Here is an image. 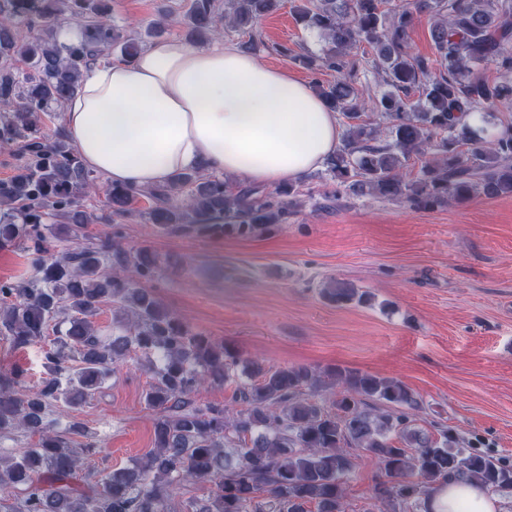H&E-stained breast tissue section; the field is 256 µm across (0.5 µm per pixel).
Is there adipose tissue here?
<instances>
[{"instance_id": "obj_1", "label": "adipose tissue", "mask_w": 512, "mask_h": 512, "mask_svg": "<svg viewBox=\"0 0 512 512\" xmlns=\"http://www.w3.org/2000/svg\"><path fill=\"white\" fill-rule=\"evenodd\" d=\"M64 132L108 184L153 189L205 169L250 182H295L335 152L336 114L306 81L233 47L155 42L133 60L100 57L65 102ZM494 492L463 479L428 512H499Z\"/></svg>"}]
</instances>
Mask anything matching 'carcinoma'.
I'll list each match as a JSON object with an SVG mask.
<instances>
[{
  "instance_id": "1",
  "label": "carcinoma",
  "mask_w": 512,
  "mask_h": 512,
  "mask_svg": "<svg viewBox=\"0 0 512 512\" xmlns=\"http://www.w3.org/2000/svg\"><path fill=\"white\" fill-rule=\"evenodd\" d=\"M311 0L294 6L304 27L317 30L332 48L324 57L301 56L309 70L331 68L333 83L314 82L330 108L348 126L343 144L326 162L336 189L405 200L421 209L465 201L476 193L512 195V123L488 133L466 118L481 107L512 111V82L489 80L476 65L496 59L512 70V0ZM281 0H230L225 12L236 31L258 46L253 25L277 11ZM110 0H0V103L16 108L0 117V145L27 140V160L0 181V249L27 252L31 279L0 285V336L17 347L54 333L46 352L47 376L20 396L23 372L0 375V435L23 430L37 440L17 453H0V490L18 493L0 500L3 512H167L184 484L209 482L205 499H189L184 512H344L345 480L353 469L349 449L372 455L380 475L373 491L383 506L422 509L453 477L493 491L512 490V465L460 448L448 429L433 435L413 425L420 402L401 381L367 372L336 369L325 375L308 366L267 368L246 362L222 342L192 328L167 309L140 282L126 274L152 276L158 256L127 252L107 239L70 245L50 253L45 223L59 221L56 237L71 241L78 230L99 220L79 198L94 188L62 128L38 134L42 116L59 107L79 86L100 55L119 50L131 60L142 42L109 22ZM432 20L431 36L440 66L411 53L414 15ZM92 32L89 41L61 45L62 16ZM216 0H190L186 40L200 42L219 30ZM29 34L18 36L17 26ZM370 49L373 65L388 90L366 102L354 87L356 62L347 51ZM371 107L387 121L381 130L362 119ZM419 173L403 172L412 158ZM192 186L183 204L175 190ZM133 188H109L112 214L127 215L137 202ZM300 187L289 184L262 195L234 187L205 171L180 173L168 186L150 191L147 212L163 229L224 230L249 236L288 221ZM224 223L214 224L216 217ZM337 306L370 305L374 296L336 280L322 292ZM114 306L115 332L104 334L93 318ZM135 351L156 361L145 402L155 411L154 449L128 467L84 471L83 458L97 452L94 442L73 447L66 434L86 436L71 420L60 431L51 408H75L93 400L112 380L116 363ZM204 384H234L230 411L194 400ZM336 394L329 411L315 393Z\"/></svg>"
}]
</instances>
